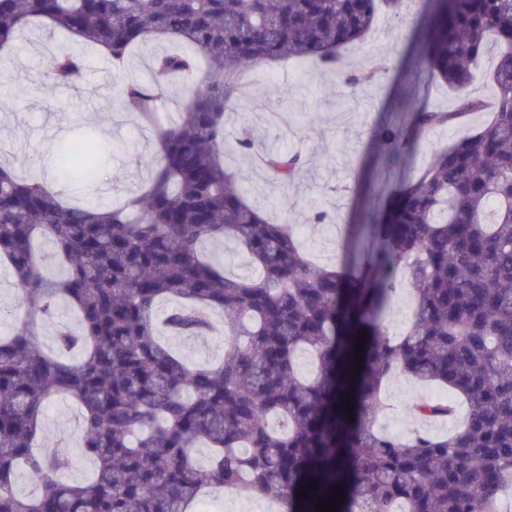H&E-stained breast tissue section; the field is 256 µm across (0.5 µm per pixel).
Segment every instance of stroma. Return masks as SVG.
Instances as JSON below:
<instances>
[{
  "mask_svg": "<svg viewBox=\"0 0 512 512\" xmlns=\"http://www.w3.org/2000/svg\"><path fill=\"white\" fill-rule=\"evenodd\" d=\"M418 11L417 0H406L401 14L379 15L365 42L346 52L348 64L355 67L368 56L388 60L391 69L387 74L352 91L309 62L260 66L228 114L229 132L243 124L252 129L256 154L270 149L305 152L303 174L292 184L273 180L254 157L237 158L234 165L241 173L243 195L271 215H278L281 199L291 202L289 217L300 226V242L318 262L328 263L340 253L344 224L350 223L360 200L378 187L369 175L382 165L372 151V129L411 94L443 110L454 106L453 95L439 82L427 79L414 90L400 76L415 50L412 31ZM73 46L66 37L32 26L0 54V153L16 170L36 178L50 177L57 171L52 155L58 141L56 129H65L71 138L87 125L100 124L112 148L101 162L99 197L114 202L130 198L154 174L158 164L154 138L127 113L116 110L109 120H102L101 106L112 87L102 54L86 51L85 66L71 86L47 82L51 55ZM315 210L325 211L329 223H309ZM169 343L193 365L219 360L224 351L221 337L214 335L173 336ZM433 392L432 386L409 376H394L385 386L387 408L379 419L380 427L389 432H448L452 421L425 423L412 413L413 404ZM79 414L73 402L54 397L43 418L42 445L54 448L62 443L71 451L72 465L63 475L67 482L86 479L94 467L82 449Z\"/></svg>",
  "mask_w": 512,
  "mask_h": 512,
  "instance_id": "1",
  "label": "stroma"
}]
</instances>
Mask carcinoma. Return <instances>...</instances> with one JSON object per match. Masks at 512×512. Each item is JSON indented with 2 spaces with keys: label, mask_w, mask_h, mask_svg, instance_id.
Returning a JSON list of instances; mask_svg holds the SVG:
<instances>
[{
  "label": "carcinoma",
  "mask_w": 512,
  "mask_h": 512,
  "mask_svg": "<svg viewBox=\"0 0 512 512\" xmlns=\"http://www.w3.org/2000/svg\"><path fill=\"white\" fill-rule=\"evenodd\" d=\"M403 4L0 0V49L35 20L84 47L109 48L119 105L152 133L159 159L141 194L85 205L0 163V260L21 289V317L0 336V512H193L202 488L224 486L279 512H316L322 497L344 501L336 512H504L498 493L512 482V0H422L424 70L448 85L456 106L446 112L409 98L372 130L389 171L407 178L344 225L339 261L313 263L296 225L269 222L224 161L254 149L247 128L232 137L225 127L253 68L311 60L353 91L383 66L349 70L342 50ZM159 38L180 48L153 58L154 82L129 77L131 50ZM491 41L501 51L489 105L468 85ZM83 67V55L59 50L47 76L69 85ZM168 99L176 118L162 123L157 106ZM480 112L481 129L434 146L427 166L408 170L420 133ZM110 148L92 136L60 144L55 158L64 177L93 182ZM259 161L281 181L304 167L298 151ZM40 238L53 245L47 256L36 250ZM226 240L254 275L231 274L203 254L205 242ZM49 264L64 272L47 275ZM403 280L413 309L395 337L386 317ZM163 298L179 305L160 320ZM59 299L78 325L57 330L51 353L37 336ZM213 313L224 314V356L191 367L160 331L206 336ZM302 350L313 355L311 377L297 370ZM396 371L451 395L417 402V418L450 419L461 400L462 426L404 438L380 431L383 383ZM344 393L356 402L352 423L339 407ZM54 396L80 407L83 448L95 463L82 482L59 478L70 467L66 448L38 447ZM20 469L36 494L14 490ZM306 484L318 485L308 500L299 490ZM338 484L344 491L334 492Z\"/></svg>",
  "instance_id": "obj_1"
}]
</instances>
